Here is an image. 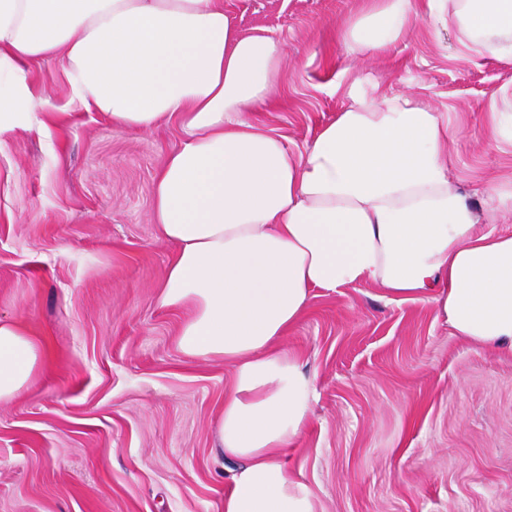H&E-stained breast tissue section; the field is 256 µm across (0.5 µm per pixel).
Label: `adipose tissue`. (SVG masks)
<instances>
[{"mask_svg":"<svg viewBox=\"0 0 512 512\" xmlns=\"http://www.w3.org/2000/svg\"><path fill=\"white\" fill-rule=\"evenodd\" d=\"M480 56L512 60V0H425ZM414 0H364L345 36L383 51L405 34ZM284 50L236 30L222 0H0V131L45 126L20 112L23 64L59 57L90 112L185 134L154 192L161 238L174 246L160 304L189 308L178 334L190 357L229 365L218 445L236 459L224 512H315L284 461L310 414L311 379L282 339L313 291L371 283L393 301L437 306L455 335L512 348V183L487 182V207L449 175L459 131L410 98L365 90L304 152L246 118L266 105ZM41 363L38 344L0 319V404Z\"/></svg>","mask_w":512,"mask_h":512,"instance_id":"obj_1","label":"adipose tissue"}]
</instances>
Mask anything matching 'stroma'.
Returning a JSON list of instances; mask_svg holds the SVG:
<instances>
[{
  "label": "stroma",
  "mask_w": 512,
  "mask_h": 512,
  "mask_svg": "<svg viewBox=\"0 0 512 512\" xmlns=\"http://www.w3.org/2000/svg\"><path fill=\"white\" fill-rule=\"evenodd\" d=\"M363 0H224L234 26L284 45L268 107L249 120L294 154L379 85L440 112L461 135L449 174L484 205L512 181V61L466 55L456 27L415 17L381 53L342 29ZM39 131L0 135V318L44 362L0 406V512H224L235 461L215 428L232 370L184 355L180 309L159 303L173 249L153 214L156 177L184 134L86 111L53 57L24 66ZM312 378L311 415L285 461L316 512H512V352L455 336L425 301L365 283L315 292L283 340Z\"/></svg>",
  "instance_id": "stroma-1"
}]
</instances>
